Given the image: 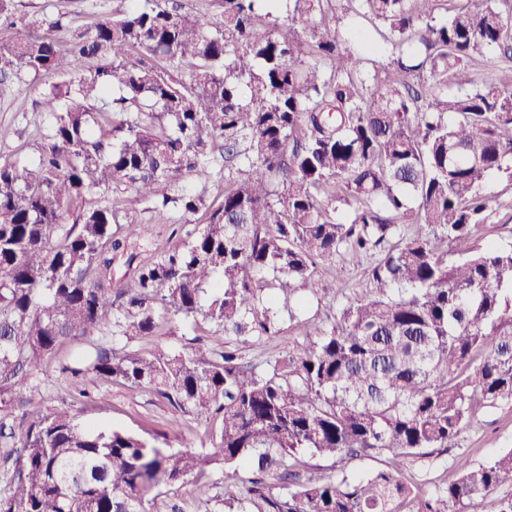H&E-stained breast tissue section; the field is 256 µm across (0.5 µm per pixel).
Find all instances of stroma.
I'll return each instance as SVG.
<instances>
[{
  "mask_svg": "<svg viewBox=\"0 0 512 512\" xmlns=\"http://www.w3.org/2000/svg\"><path fill=\"white\" fill-rule=\"evenodd\" d=\"M15 3L22 14L62 16L64 25L71 31L86 29L122 6L121 0H15ZM41 86L38 80H14L0 85V161L31 158L33 122L38 118ZM484 191L494 198L495 205L487 223L479 230L481 241L512 244V181L492 176ZM114 194L126 200L136 222L153 225L159 246L169 248L185 242L184 228L144 209L130 191L120 187ZM376 258L373 252L358 255L342 250L332 258L320 260L316 272L320 288L314 294L301 289L296 295H288L284 277L266 274L264 286L277 297L279 332L259 339L239 338L237 346L243 363L262 368L296 353L307 341V321H333L349 302L367 294V269ZM89 342L86 336L67 339L55 358L37 374L24 394L21 412L26 422L38 421L57 409L66 408L82 425L114 427L144 436L153 434L161 447L211 452L212 434L219 428V421L184 412L153 390H132L119 382L91 378L85 385L86 396L75 395L62 377L59 365ZM223 342V335L215 333L208 323L194 327L173 319L161 322L154 335L123 337L114 346L123 352L178 351L215 347ZM511 448L512 401H499L479 408L451 448L436 449L406 466L403 478L421 484L428 491L455 478L454 463L458 457H468L472 464L479 465ZM223 485L224 468L215 465L188 482L162 486L161 492L181 512H224L220 499Z\"/></svg>",
  "mask_w": 512,
  "mask_h": 512,
  "instance_id": "1",
  "label": "stroma"
}]
</instances>
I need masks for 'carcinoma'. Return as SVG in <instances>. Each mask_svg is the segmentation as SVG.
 Here are the masks:
<instances>
[{
  "instance_id": "obj_1",
  "label": "carcinoma",
  "mask_w": 512,
  "mask_h": 512,
  "mask_svg": "<svg viewBox=\"0 0 512 512\" xmlns=\"http://www.w3.org/2000/svg\"><path fill=\"white\" fill-rule=\"evenodd\" d=\"M224 0L218 20L183 0L131 6L71 35L61 18L0 0V84L42 88L31 161L0 162V439L33 376L76 336H149L171 315L224 337L279 332L258 276L311 289L318 260L378 251L370 293L329 324L310 322L297 353L258 371L236 350L117 351L97 341L63 366L151 387L220 421L213 452L170 451L121 429L79 426L67 410L32 423L0 512H178L153 489L206 467L277 473L287 492L224 483L248 512H512V449L433 493L400 478L428 448H448L474 410L512 400V245L475 240L492 175L512 181V88L471 84L465 66L512 58V0H353L360 49L328 17L336 0ZM390 43L375 49L360 25ZM248 167L247 178L234 169ZM224 177L205 206L183 181ZM125 186L199 228L180 247L147 249L128 285L112 262L149 224L125 203L87 196ZM339 202L346 219H336ZM415 225L397 234V221ZM454 244L457 250L448 251ZM340 461L384 457L365 476L305 475L300 451Z\"/></svg>"
}]
</instances>
